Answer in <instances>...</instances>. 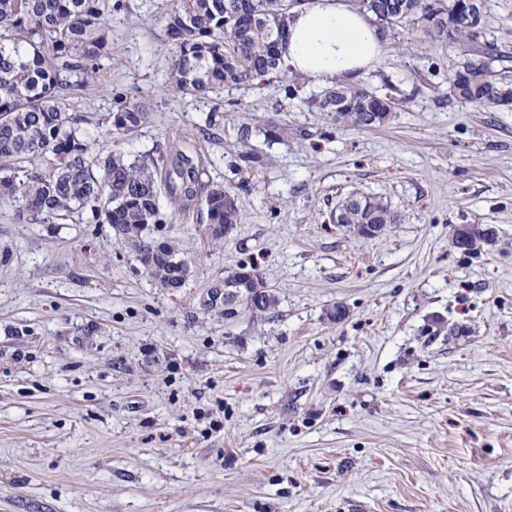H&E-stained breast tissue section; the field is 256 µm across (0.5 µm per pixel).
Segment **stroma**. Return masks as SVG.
Instances as JSON below:
<instances>
[{"instance_id":"35a3bbf8","label":"stroma","mask_w":512,"mask_h":512,"mask_svg":"<svg viewBox=\"0 0 512 512\" xmlns=\"http://www.w3.org/2000/svg\"><path fill=\"white\" fill-rule=\"evenodd\" d=\"M123 3L111 59L66 100L92 154L185 138L204 180L252 188L218 247L203 207L161 201L190 266L175 289L91 214L19 224L0 204V512H512V107L457 99L465 48L416 31L360 79L399 103L380 128L337 126L310 81L185 95L164 83L169 0ZM499 3L487 33L512 81ZM122 94L150 118L118 138ZM353 192L398 223L331 222ZM460 225L489 236L461 251ZM243 262L279 296L268 320L201 306Z\"/></svg>"}]
</instances>
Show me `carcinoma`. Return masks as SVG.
Here are the masks:
<instances>
[{
	"mask_svg": "<svg viewBox=\"0 0 512 512\" xmlns=\"http://www.w3.org/2000/svg\"><path fill=\"white\" fill-rule=\"evenodd\" d=\"M166 32L173 45L165 85L194 96L277 74L281 57L272 41L287 36L289 9L283 0H170ZM489 0H366L362 9L387 36L419 30L433 42L472 50L456 72V97L483 110L512 103V84L493 69L498 49L487 39ZM121 0H0V172L27 163L22 178L0 175V200L17 201L20 224H46L91 212L104 224H119L140 248L144 273L163 288L181 287L189 271L174 240L155 251L144 224H161L160 196L181 209H206L211 241L240 219L235 192L202 179L196 151L185 143L157 155L129 160L90 154L80 133L84 118L68 109V94L97 80L111 59L109 15ZM310 105L330 112L338 124L357 129L390 122L395 103L360 85L337 84ZM148 119L144 105L119 95L107 118L108 132L128 135ZM338 224H394L397 216L380 198L350 195L337 207ZM250 295L251 316L263 318L278 305L255 265L243 263L214 280L203 308L226 320L236 314L213 296L235 290Z\"/></svg>",
	"mask_w": 512,
	"mask_h": 512,
	"instance_id": "obj_1",
	"label": "carcinoma"
}]
</instances>
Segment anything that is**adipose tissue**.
Segmentation results:
<instances>
[{
  "instance_id": "obj_1",
  "label": "adipose tissue",
  "mask_w": 512,
  "mask_h": 512,
  "mask_svg": "<svg viewBox=\"0 0 512 512\" xmlns=\"http://www.w3.org/2000/svg\"><path fill=\"white\" fill-rule=\"evenodd\" d=\"M381 45L370 16L351 0H300L290 12L281 54L294 73L333 86L373 68Z\"/></svg>"
}]
</instances>
